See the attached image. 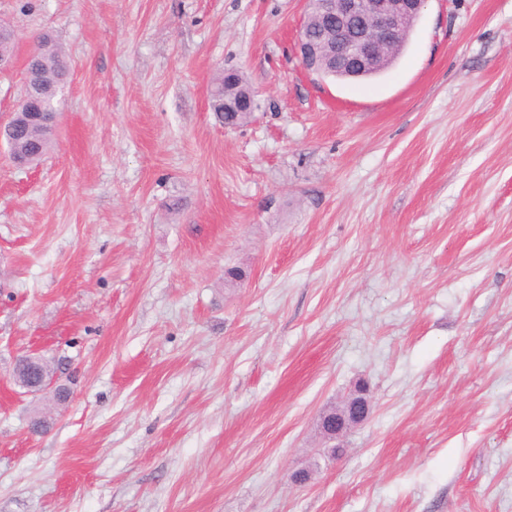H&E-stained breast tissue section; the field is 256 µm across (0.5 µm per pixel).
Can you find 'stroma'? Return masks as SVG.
Instances as JSON below:
<instances>
[{
  "label": "stroma",
  "instance_id": "35a3bbf8",
  "mask_svg": "<svg viewBox=\"0 0 512 512\" xmlns=\"http://www.w3.org/2000/svg\"><path fill=\"white\" fill-rule=\"evenodd\" d=\"M307 10L0 0V122L38 35L70 65L41 163L0 139V512H512V0H429L360 82L302 67ZM27 354L25 360L22 363L23 372L27 381L18 382L26 392L28 393H41L51 388H55L56 396L59 402L65 403L70 398V393L63 386H56L53 378L51 380L46 379L45 373L41 372L39 375L38 371V356ZM372 406L366 393L354 390L340 406L336 413H327L320 416V428L324 438L336 440L351 427L365 422L371 412Z\"/></svg>",
  "mask_w": 512,
  "mask_h": 512
}]
</instances>
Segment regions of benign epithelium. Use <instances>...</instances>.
Returning a JSON list of instances; mask_svg holds the SVG:
<instances>
[{"mask_svg":"<svg viewBox=\"0 0 512 512\" xmlns=\"http://www.w3.org/2000/svg\"><path fill=\"white\" fill-rule=\"evenodd\" d=\"M428 0H312L323 19L332 22L331 36L313 42L305 31L298 29L294 48L302 65L318 72L317 60L325 52L336 66L350 76L373 70L385 56L397 53L400 35L409 30L420 17ZM27 123L36 124L43 109L38 99L22 101ZM38 356L29 354L22 363L26 380L20 385L28 393L55 389L59 402L69 400L70 393L54 380L38 371ZM372 406L362 390L351 392L336 412L321 415L320 428L324 438L334 440L351 427L365 422Z\"/></svg>","mask_w":512,"mask_h":512,"instance_id":"7a95c632","label":"benign epithelium"}]
</instances>
